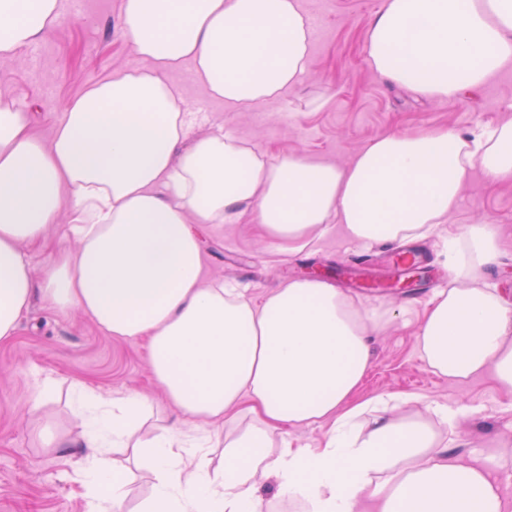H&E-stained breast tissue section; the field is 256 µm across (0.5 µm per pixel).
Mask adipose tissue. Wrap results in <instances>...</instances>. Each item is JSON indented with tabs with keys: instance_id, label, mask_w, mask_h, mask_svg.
Segmentation results:
<instances>
[{
	"instance_id": "adipose-tissue-1",
	"label": "adipose tissue",
	"mask_w": 512,
	"mask_h": 512,
	"mask_svg": "<svg viewBox=\"0 0 512 512\" xmlns=\"http://www.w3.org/2000/svg\"><path fill=\"white\" fill-rule=\"evenodd\" d=\"M61 12V0H0V57L41 41ZM121 16L145 67L72 99L50 143L0 96V343L33 299L79 312L105 335L146 340L152 374L182 416L143 441L149 396L72 384L78 439L48 426L40 438L75 466L87 512H127L115 448L154 476L134 512H258L264 477L308 512H503L487 460L464 462L438 441L459 409L435 403L424 420L402 413L418 400L411 393L355 401L384 314L315 277L288 280L258 304L206 283L190 225L248 214L288 256L337 226L363 245L424 237L455 209L471 170L512 175V122L466 136L389 133L345 167L296 154L270 165L232 134L193 135L197 115L180 106L168 73L190 65L230 108L279 98L308 67L313 25L301 0H121ZM366 62L426 99L482 86L512 65V0H383ZM65 206L78 249L52 253L35 280L22 248L44 240ZM461 240L477 264L450 265L453 288L423 311L420 354L449 380L489 374L512 391V310L476 273L496 259L495 228L464 225L449 248ZM313 424L328 426L324 441L275 436ZM217 447L215 465L206 451Z\"/></svg>"
}]
</instances>
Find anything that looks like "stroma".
<instances>
[{
	"instance_id": "1",
	"label": "stroma",
	"mask_w": 512,
	"mask_h": 512,
	"mask_svg": "<svg viewBox=\"0 0 512 512\" xmlns=\"http://www.w3.org/2000/svg\"><path fill=\"white\" fill-rule=\"evenodd\" d=\"M381 3L302 0L315 28L308 70L273 102L230 110L210 96L189 68L171 71L168 78L184 105L204 117L196 134L224 129L272 163L281 154L295 153L343 166L383 134L450 128L465 135L512 120V66L479 90L432 101L370 70L365 63L367 29ZM120 5L121 0H62L61 22L47 38L0 58V95L17 100L29 112L32 132L42 142H50L66 102L112 72L138 65L123 36ZM483 219L496 224L499 236L498 257L484 267L483 277L512 308V178L494 181L478 169L468 177L439 235L410 243L426 256L434 279L397 294L353 287L345 276L346 270L364 269L373 279H391L392 245L362 247L335 233L316 249L288 258L260 237L248 215L235 224H199L195 231L205 279L247 286L253 302H261L283 282L305 276L307 265L332 264L342 271L335 286L359 308L406 310L407 320L391 321L375 336L359 398L416 393L422 401L409 412L422 416L433 402L462 408L454 431L445 436L449 447L466 459L479 455L494 461L512 453V394L488 375L455 382L434 373L422 359L415 336L427 301L449 287L448 237ZM38 377L57 379L58 388L54 401L33 415L28 399ZM74 381L102 392L152 396L157 407L141 437L177 423L176 411L152 378L143 341L106 336L81 314L56 313L33 301L13 340L0 344V512H86L72 468L38 437L47 422L60 435L79 433L68 408Z\"/></svg>"
}]
</instances>
